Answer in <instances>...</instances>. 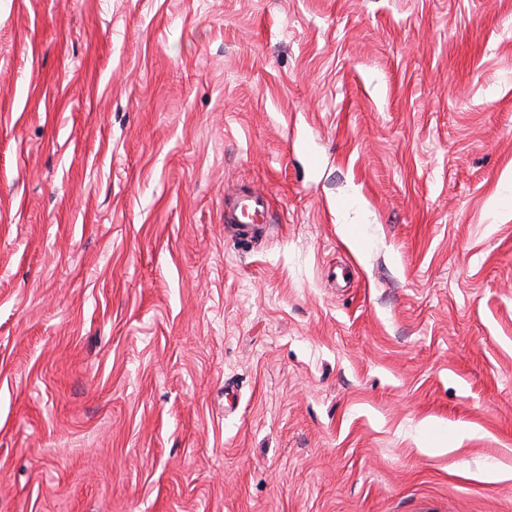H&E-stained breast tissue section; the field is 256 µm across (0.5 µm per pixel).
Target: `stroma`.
Listing matches in <instances>:
<instances>
[{
  "label": "stroma",
  "mask_w": 512,
  "mask_h": 512,
  "mask_svg": "<svg viewBox=\"0 0 512 512\" xmlns=\"http://www.w3.org/2000/svg\"><path fill=\"white\" fill-rule=\"evenodd\" d=\"M0 512H512V0H0ZM268 210L269 202L265 195L254 191L242 193L236 197L229 219L234 224H240L237 232L247 238L252 230L248 229V225L261 223L258 218Z\"/></svg>",
  "instance_id": "stroma-1"
}]
</instances>
